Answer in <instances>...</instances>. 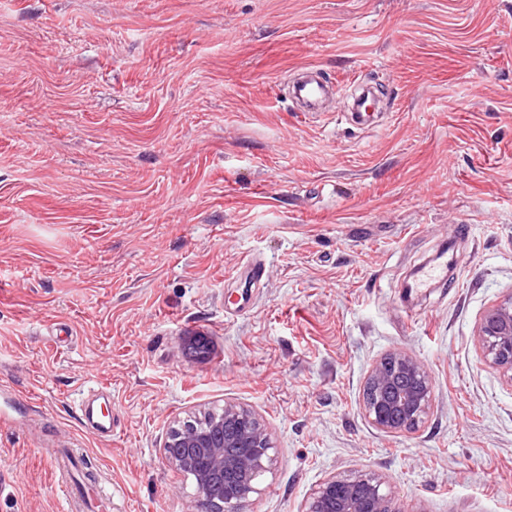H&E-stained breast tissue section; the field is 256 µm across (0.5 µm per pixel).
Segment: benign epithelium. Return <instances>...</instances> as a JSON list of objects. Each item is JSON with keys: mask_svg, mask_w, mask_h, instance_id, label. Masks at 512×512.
Masks as SVG:
<instances>
[{"mask_svg": "<svg viewBox=\"0 0 512 512\" xmlns=\"http://www.w3.org/2000/svg\"><path fill=\"white\" fill-rule=\"evenodd\" d=\"M476 339L484 358L512 383V293L480 318ZM432 403V382L422 362L406 351L378 359L363 387V408L371 424L399 434L419 425ZM276 448L264 420L250 407L224 402L203 418L176 422L163 446L174 470L193 477L201 512H240L260 493ZM305 512H399L382 478L357 472L330 476L313 491Z\"/></svg>", "mask_w": 512, "mask_h": 512, "instance_id": "1", "label": "benign epithelium"}]
</instances>
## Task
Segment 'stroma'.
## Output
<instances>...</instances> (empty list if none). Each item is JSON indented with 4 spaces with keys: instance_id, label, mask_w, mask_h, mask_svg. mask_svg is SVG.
<instances>
[{
    "instance_id": "stroma-1",
    "label": "stroma",
    "mask_w": 512,
    "mask_h": 512,
    "mask_svg": "<svg viewBox=\"0 0 512 512\" xmlns=\"http://www.w3.org/2000/svg\"><path fill=\"white\" fill-rule=\"evenodd\" d=\"M306 67L340 109L375 83V128L294 112ZM510 293L512 0H0V512L89 477L108 512H200L163 445L228 400L276 446L241 512L359 471L402 512H512V384L475 341ZM394 350L433 395L388 434L362 395Z\"/></svg>"
}]
</instances>
